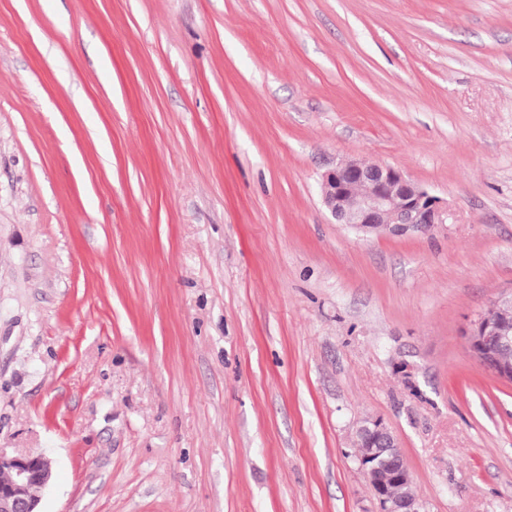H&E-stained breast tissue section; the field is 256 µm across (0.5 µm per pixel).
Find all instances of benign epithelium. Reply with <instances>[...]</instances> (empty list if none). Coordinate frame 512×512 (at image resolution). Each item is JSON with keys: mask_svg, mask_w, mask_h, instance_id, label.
Returning a JSON list of instances; mask_svg holds the SVG:
<instances>
[{"mask_svg": "<svg viewBox=\"0 0 512 512\" xmlns=\"http://www.w3.org/2000/svg\"><path fill=\"white\" fill-rule=\"evenodd\" d=\"M322 201L336 223L363 237L426 234L444 223V204L413 182L401 170L382 163L347 161L327 172L321 183ZM502 305L512 306V291L502 294L468 332L479 364L503 380L512 366L499 353L512 349V328L497 319ZM366 442L358 461L380 504V512H422L414 497L387 491L381 472L389 470L392 483L408 485L411 476L396 437L380 420H367L357 430ZM53 460L45 455H9L0 450V472L9 480L0 484V512H40L41 492L53 477Z\"/></svg>", "mask_w": 512, "mask_h": 512, "instance_id": "1", "label": "benign epithelium"}]
</instances>
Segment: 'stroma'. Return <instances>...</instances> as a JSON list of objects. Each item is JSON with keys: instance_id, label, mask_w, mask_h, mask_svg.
I'll return each mask as SVG.
<instances>
[{"instance_id": "1", "label": "stroma", "mask_w": 512, "mask_h": 512, "mask_svg": "<svg viewBox=\"0 0 512 512\" xmlns=\"http://www.w3.org/2000/svg\"><path fill=\"white\" fill-rule=\"evenodd\" d=\"M386 163L426 235L335 223ZM512 0H0V449L42 512H512ZM322 201L336 223L363 237L407 236L444 224V204L401 170L347 161L327 172ZM512 291L503 293L483 313L478 321L472 325L467 336H469L470 347L479 364L488 371H492L497 377L503 380L512 376V366H506L499 361V353L512 349V328L500 324L498 318L506 323L512 324ZM497 314V315H496ZM366 442L359 443L358 461L380 504V512H424L415 497L397 496L387 491L381 472L388 469L392 483L408 485L402 489L391 486L393 492H410L411 476L396 437L381 420H367L357 430ZM53 460L45 455H9L0 449V512H41V492L53 477ZM8 474L9 480L3 483Z\"/></svg>"}]
</instances>
